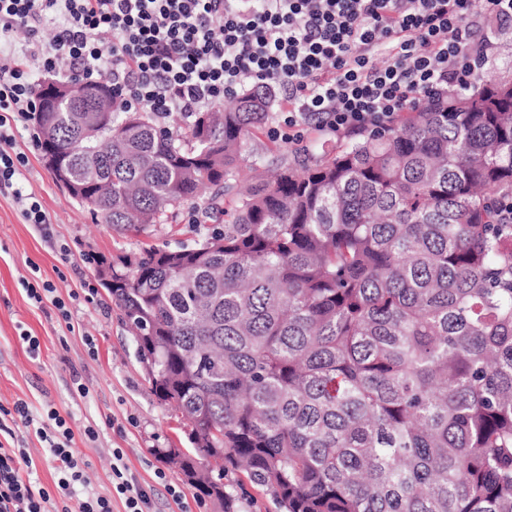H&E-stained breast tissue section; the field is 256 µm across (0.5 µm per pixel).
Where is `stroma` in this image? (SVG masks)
I'll list each match as a JSON object with an SVG mask.
<instances>
[{
	"mask_svg": "<svg viewBox=\"0 0 512 512\" xmlns=\"http://www.w3.org/2000/svg\"><path fill=\"white\" fill-rule=\"evenodd\" d=\"M281 108V97H274L268 121L245 148L243 179L253 177L249 160L259 156L272 163L284 151H295V144L273 132ZM36 131L32 124L16 133V147L28 157L18 185L39 197L51 218L47 231L25 222L11 192L0 193V405L24 401L37 412L49 406L60 411L76 434L73 448L90 490L109 492L110 451L121 448L139 482L158 489L155 512H221L218 503L198 499L163 457V449L187 447V435L177 411L153 395L135 339L97 276V259L151 244L190 242L192 206L184 204L176 221L150 233L115 232L56 183ZM30 283L50 284L55 296L68 300L71 321H64L50 300H31ZM24 331L39 338L38 354L29 353L20 337ZM81 384L86 393L78 392ZM88 425L98 430L95 441L80 436ZM171 487L183 492V500L168 495Z\"/></svg>",
	"mask_w": 512,
	"mask_h": 512,
	"instance_id": "stroma-1",
	"label": "stroma"
}]
</instances>
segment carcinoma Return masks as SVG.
I'll return each instance as SVG.
<instances>
[{"label": "carcinoma", "instance_id": "cac0c4a2", "mask_svg": "<svg viewBox=\"0 0 512 512\" xmlns=\"http://www.w3.org/2000/svg\"><path fill=\"white\" fill-rule=\"evenodd\" d=\"M268 103L260 86L183 128L43 101L42 137L114 230L212 189V231L100 261L189 428L165 457L222 512L244 500L229 470L279 512H512V61L244 189Z\"/></svg>", "mask_w": 512, "mask_h": 512}]
</instances>
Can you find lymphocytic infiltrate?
<instances>
[{"mask_svg":"<svg viewBox=\"0 0 512 512\" xmlns=\"http://www.w3.org/2000/svg\"><path fill=\"white\" fill-rule=\"evenodd\" d=\"M57 32L39 37L46 14ZM512 28V0H0V190L9 189L26 223L50 217L32 193L16 189L25 156L15 130L35 111V84L21 60L42 58L62 81L109 77L119 110L146 107L156 117L188 118L249 84L279 85L292 132L316 121L327 133L380 129L426 97L470 90L492 65L496 31ZM25 30L20 53L8 39ZM112 35L103 45L101 33ZM389 61L376 65L379 51ZM35 426L55 462L56 479L33 480L22 448L0 443V512H152V494L112 449V492L77 496L85 483L65 417L26 402L0 405V433L14 422Z\"/></svg>","mask_w":512,"mask_h":512,"instance_id":"1","label":"lymphocytic infiltrate"}]
</instances>
